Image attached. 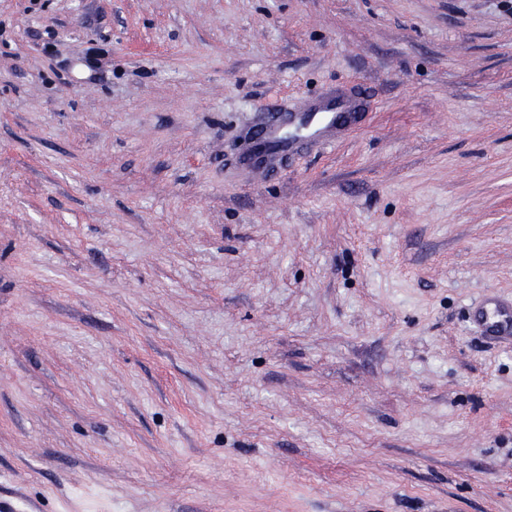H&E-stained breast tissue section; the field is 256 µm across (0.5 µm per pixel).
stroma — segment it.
Listing matches in <instances>:
<instances>
[{"label":"stroma","instance_id":"obj_1","mask_svg":"<svg viewBox=\"0 0 512 512\" xmlns=\"http://www.w3.org/2000/svg\"><path fill=\"white\" fill-rule=\"evenodd\" d=\"M362 101L259 174L271 107ZM512 0H0V499L512 512ZM477 317L479 323L489 335H512V301L502 302L489 296L480 303L477 309Z\"/></svg>","mask_w":512,"mask_h":512}]
</instances>
